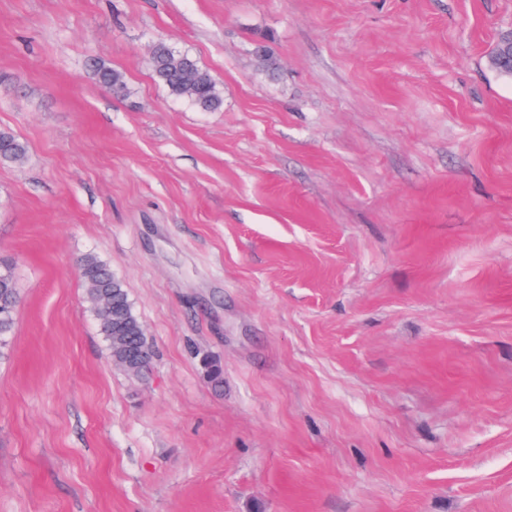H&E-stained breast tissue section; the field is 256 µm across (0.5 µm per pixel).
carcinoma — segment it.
Instances as JSON below:
<instances>
[{
  "label": "carcinoma",
  "instance_id": "1",
  "mask_svg": "<svg viewBox=\"0 0 512 512\" xmlns=\"http://www.w3.org/2000/svg\"><path fill=\"white\" fill-rule=\"evenodd\" d=\"M155 80L172 94L188 100L196 108L212 112L223 105V95L210 74L189 54L178 52L168 44L156 45L149 59ZM92 78L120 96L126 83L123 75L104 60L90 65ZM25 144L13 134L0 131V162H15L26 156ZM81 276L87 286V301L98 322L100 334L107 342L110 357L133 376L143 373V366L129 358L132 350L148 344L143 326L134 312L128 292L110 268L93 255L82 258ZM18 287L12 268L0 266V344L10 335Z\"/></svg>",
  "mask_w": 512,
  "mask_h": 512
}]
</instances>
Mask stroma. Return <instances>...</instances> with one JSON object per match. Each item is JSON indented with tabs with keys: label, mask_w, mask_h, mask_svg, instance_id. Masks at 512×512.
Returning a JSON list of instances; mask_svg holds the SVG:
<instances>
[{
	"label": "stroma",
	"mask_w": 512,
	"mask_h": 512,
	"mask_svg": "<svg viewBox=\"0 0 512 512\" xmlns=\"http://www.w3.org/2000/svg\"><path fill=\"white\" fill-rule=\"evenodd\" d=\"M508 30L512 0H0V512H512ZM155 80L173 95L196 108L212 112L223 105V95L210 74L188 53L159 42L149 59ZM92 78L114 95H123L126 83L123 75L104 60H93L90 65ZM27 148L12 133L0 131V162H17L24 159ZM80 268L88 287L87 301L99 322L100 334L107 342L110 357L127 374H142L145 367L132 362L129 354L131 350L150 345L128 292L110 268L93 255L84 256ZM103 299L108 301L106 310L101 309ZM18 287L12 268L0 266V344L9 336L14 326V313Z\"/></svg>",
	"instance_id": "stroma-1"
}]
</instances>
